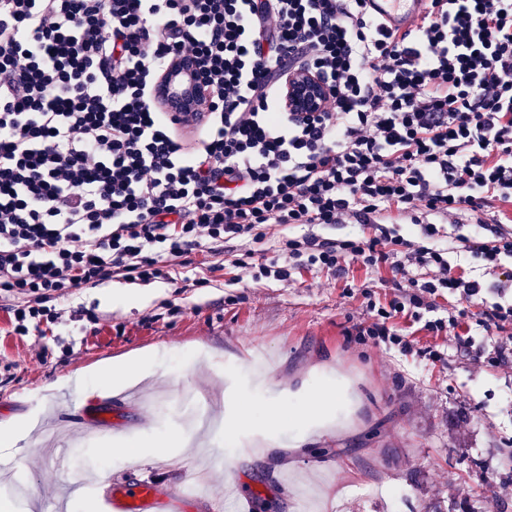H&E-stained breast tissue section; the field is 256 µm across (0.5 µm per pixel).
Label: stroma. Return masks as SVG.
Masks as SVG:
<instances>
[{"instance_id":"1","label":"stroma","mask_w":512,"mask_h":512,"mask_svg":"<svg viewBox=\"0 0 512 512\" xmlns=\"http://www.w3.org/2000/svg\"><path fill=\"white\" fill-rule=\"evenodd\" d=\"M307 226H275L267 239L225 243L215 255L196 251L177 287L120 278L75 290L58 300L63 315L41 335L21 336L0 304V423L32 420L67 430L68 408L97 404L65 386L66 376L141 352L154 354L146 386L160 388L150 404L117 403L136 420L140 478L164 489L180 483L185 465L199 467L195 447L154 452L181 423L182 389L220 411L224 435L205 432L223 465L201 469L209 494L237 484L254 512H295L307 492L317 512H512V367L494 363V344L476 324V304L440 291L421 319L398 314L393 326L412 342L405 350L376 344L356 328L400 294L388 267L351 265L339 273L318 266L285 280L261 273L263 257L288 265L289 240ZM326 238L365 240L361 224L315 227ZM252 251L245 264L237 255ZM458 315L456 336H434L425 321ZM471 337L470 354L455 352L457 336ZM442 352L441 361L425 355ZM346 389L335 420L268 423L239 429L242 398L301 403L308 391ZM266 447L263 460L242 459L241 445ZM84 460L70 480L84 484L98 472L128 478L125 458L97 440L85 441ZM14 451L0 450V504L34 512L62 498L65 480L41 454L28 455L23 494L12 489Z\"/></svg>"}]
</instances>
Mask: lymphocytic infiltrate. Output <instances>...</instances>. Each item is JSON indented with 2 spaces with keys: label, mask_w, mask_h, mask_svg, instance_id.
I'll list each match as a JSON object with an SVG mask.
<instances>
[{
  "label": "lymphocytic infiltrate",
  "mask_w": 512,
  "mask_h": 512,
  "mask_svg": "<svg viewBox=\"0 0 512 512\" xmlns=\"http://www.w3.org/2000/svg\"><path fill=\"white\" fill-rule=\"evenodd\" d=\"M180 56L209 95L192 148L149 99ZM299 71L326 86L324 109L286 111ZM497 201L512 203V0H427L400 35L366 0H0V292L19 335L58 320L73 289L168 281L193 250L273 224L371 226L289 240L291 268L273 271L389 265L414 293L361 335L394 340L390 319L441 288L500 334L512 303L448 256L512 279V230L485 219L481 239L431 245ZM394 209L420 241L385 227Z\"/></svg>",
  "instance_id": "lymphocytic-infiltrate-1"
}]
</instances>
